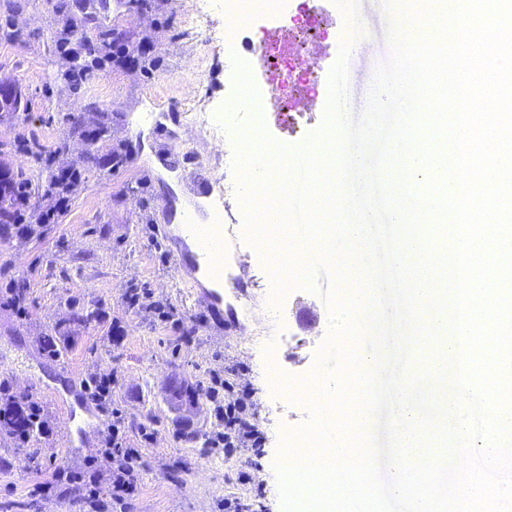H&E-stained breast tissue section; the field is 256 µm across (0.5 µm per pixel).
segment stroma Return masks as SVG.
<instances>
[{"instance_id":"1","label":"stroma","mask_w":512,"mask_h":512,"mask_svg":"<svg viewBox=\"0 0 512 512\" xmlns=\"http://www.w3.org/2000/svg\"><path fill=\"white\" fill-rule=\"evenodd\" d=\"M325 5L331 15L344 7L362 21V42L346 59L347 113L358 124L378 70L391 59L389 32L399 10L382 0ZM99 8L110 20L113 40L135 50L152 45L159 69L115 67L85 87L71 88L59 74L54 35L71 17L72 0H0V96L18 103L16 111L0 112V172L29 178L38 189L31 199L38 209L51 201L39 190L49 170L37 162V153L68 141L63 163L82 174L69 210L43 235L22 243L0 239V284H25L28 307L22 319L0 305V379H9L17 394L40 400L60 426L58 399L69 383L59 364L114 373L112 407L142 457L128 512H225L228 499L238 500L239 512H283L281 443L314 416L301 388L311 379L324 385L346 373L321 355L331 335L322 294L326 272L316 268L315 289L296 283L274 300L264 255L242 239L238 272L248 284V303L225 298L223 320L238 328L218 332V320L189 299L157 237V225L166 221L161 210L172 207L175 196L156 168L177 172L186 191L193 190L189 176L200 165L212 179L236 182L239 131L206 134L192 120L195 109L233 115L246 131L262 123L280 145L306 143L327 114L307 113L291 129L278 112L238 110L239 94L224 72L222 0H101ZM162 110L178 118L159 128L153 115ZM85 127L101 128L99 140H84ZM115 151L130 158L113 172L105 162ZM131 283L167 299L181 318L179 328L127 309L121 294ZM75 301L110 317L75 325ZM115 321L124 336L113 343L107 336ZM45 336L64 345L61 359L41 353ZM236 365L241 371L232 381L251 392L261 443L228 456L204 445L216 428L206 400L186 411L175 405L172 389L186 381L208 389L211 370ZM146 431L152 440L143 439ZM98 440L93 429L72 446L59 430L33 449L0 446V457L11 462L10 469H0V512H85L78 497L61 496L54 474L83 469L97 455ZM243 471L251 476L249 484L238 481Z\"/></svg>"}]
</instances>
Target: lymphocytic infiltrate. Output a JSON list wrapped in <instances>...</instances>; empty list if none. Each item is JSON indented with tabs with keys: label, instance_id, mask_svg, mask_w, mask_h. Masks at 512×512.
I'll return each mask as SVG.
<instances>
[{
	"label": "lymphocytic infiltrate",
	"instance_id": "1",
	"mask_svg": "<svg viewBox=\"0 0 512 512\" xmlns=\"http://www.w3.org/2000/svg\"><path fill=\"white\" fill-rule=\"evenodd\" d=\"M60 53L67 63L65 78L69 84L77 86L88 83L96 73L95 67L88 61L89 53L110 56L113 63L122 64L128 58V48L109 45L101 42L94 45L92 50H84L71 46L69 41L58 39ZM81 173L77 168L68 167L62 170L60 176L50 182V193L55 203L48 210L38 213H25L22 224L18 225V237H27L31 224H50L56 216L65 212L70 204L71 193ZM251 402L247 390H237L227 387L223 403L215 409V419L219 425L218 431L208 436L206 447L232 450L245 442H257L259 432L251 421L249 409ZM43 404L30 396H20L9 392L0 385V442L13 446H29L31 438L21 432L16 423L28 418L30 413L42 414L39 424L41 438L53 436L56 431L55 423L43 415ZM100 455L110 464L108 476H101L93 462H86L84 470L70 471L66 474L65 493L81 491L82 498L95 512H103L105 502L100 501L98 488L101 483H108L110 500L119 506H126L128 499L137 489L138 475L141 467V455L138 449L131 445L121 416H114L103 436Z\"/></svg>",
	"mask_w": 512,
	"mask_h": 512
}]
</instances>
